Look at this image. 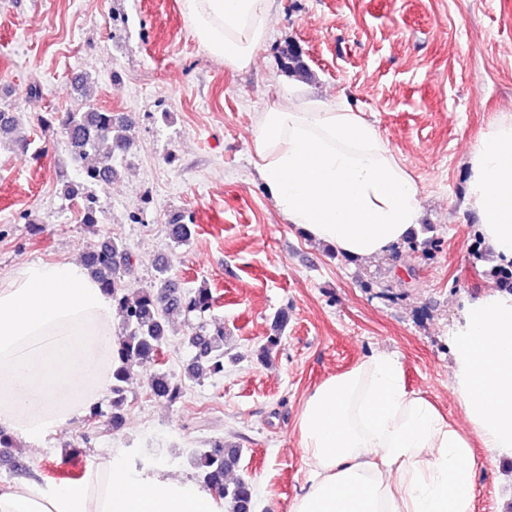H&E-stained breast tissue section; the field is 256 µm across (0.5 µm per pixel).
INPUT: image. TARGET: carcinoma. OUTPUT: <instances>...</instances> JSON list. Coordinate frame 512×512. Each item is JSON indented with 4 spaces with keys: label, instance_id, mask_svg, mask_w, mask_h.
Listing matches in <instances>:
<instances>
[{
    "label": "carcinoma",
    "instance_id": "cac0c4a2",
    "mask_svg": "<svg viewBox=\"0 0 512 512\" xmlns=\"http://www.w3.org/2000/svg\"><path fill=\"white\" fill-rule=\"evenodd\" d=\"M282 66L295 77L307 75L301 54L291 45L282 56ZM18 127L14 113L1 109L0 136L12 137L16 145L26 142L25 137L15 135ZM63 127L71 161L77 170L84 172L82 177L62 181V197L75 202L88 191L89 181L103 182L117 176L115 161L127 152L131 140L126 135L128 124L110 112L69 111ZM93 150L98 151L102 167L97 177L85 172L84 166L87 153ZM168 235L173 242L183 244L191 238V227L181 220L172 219L168 224ZM85 264L90 274L112 294L122 317V332L115 340L120 365L112 372L109 411L112 427L117 428L125 417L131 370L135 366L158 364L163 353L167 342L166 316L176 312L202 315L215 306L216 299L208 288H199L194 294L181 297L164 266L159 268L153 285L137 292L128 291L123 282L132 270V255L123 242L114 239L93 245ZM287 324L288 314H278L272 325V334L259 347L260 359L270 358L280 344L281 333ZM190 345L194 356L184 373L186 379L196 381L204 375L224 371L223 328L219 327L213 333L194 334L190 337ZM148 389L154 397L174 402L183 396L185 383L158 370L149 379ZM241 455L242 448L222 441H216L207 448H198L193 453V466L199 483L224 505V512H253L254 488L251 481L244 477L228 480V476L239 468Z\"/></svg>",
    "mask_w": 512,
    "mask_h": 512
}]
</instances>
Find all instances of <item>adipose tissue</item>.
Masks as SVG:
<instances>
[{"mask_svg": "<svg viewBox=\"0 0 512 512\" xmlns=\"http://www.w3.org/2000/svg\"><path fill=\"white\" fill-rule=\"evenodd\" d=\"M203 49L248 67L268 36L270 0H183ZM259 173L278 211L313 240L369 260L420 221L418 189L360 113L300 99L262 114ZM468 203L478 232L512 264V123L472 153ZM112 296L80 261L25 262L0 278V430L34 448L110 396ZM451 389L468 429L408 390L400 362L379 352L324 380L298 420L307 466L290 512H476L477 434L489 458L512 457V294L469 303L448 338ZM0 512H220L209 494L154 465L106 449L82 479L21 478Z\"/></svg>", "mask_w": 512, "mask_h": 512, "instance_id": "adipose-tissue-1", "label": "adipose tissue"}]
</instances>
